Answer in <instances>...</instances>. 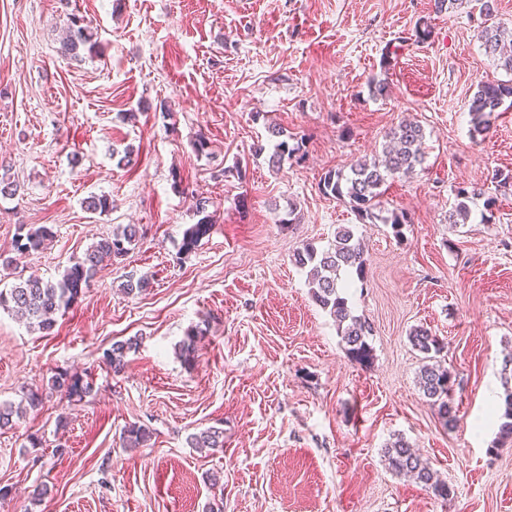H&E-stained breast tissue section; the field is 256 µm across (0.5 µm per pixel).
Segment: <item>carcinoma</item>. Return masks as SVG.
Here are the masks:
<instances>
[{
	"mask_svg": "<svg viewBox=\"0 0 512 512\" xmlns=\"http://www.w3.org/2000/svg\"><path fill=\"white\" fill-rule=\"evenodd\" d=\"M480 15L484 16L483 26L478 31V39L484 53L499 69L512 74V35H506V29L495 21V8L492 0H483ZM93 33L84 25V19L72 15L68 32L63 40V49L74 55L88 48L93 51L96 42ZM512 97V86L502 83H483L474 94L469 106L473 133L483 135L491 128V117L500 111L504 99ZM269 139L275 140L269 165L279 170L283 163L295 158L300 160L301 147H289L288 141L282 139L285 130L277 125L268 127ZM425 161V131L418 121L402 122L390 129L382 146L381 155L373 158H359L349 165L348 170L331 169L321 176L319 191L326 197L337 200L349 199L351 207L363 222L391 225L394 233H400V227L407 223L406 213L393 211L387 216L375 213L383 187L396 177L412 173ZM482 195V189L467 190L459 188L456 203L448 212V223L466 224L471 216L470 203ZM196 213L201 215L198 222L184 232L181 244L182 253L191 252L198 241L207 235L214 224V216L207 213L209 200L192 197ZM86 209L94 212L112 210V199L106 194L92 195L85 200ZM54 238L53 228L46 225L38 227H21L15 237L14 248L19 252L34 253L43 249ZM141 238V228L137 224H119L112 234L93 243L82 256L76 258L57 280H44L38 277L21 279L9 288L0 289V310L15 313L24 319L28 327L43 334H50L56 326V314L69 309L77 300L82 288L95 278L99 266L105 261L124 256L129 246ZM367 246L363 237L357 235L353 228L343 226L336 231L334 241L328 247L319 250L307 243L294 255V263L307 270L308 285L313 301L334 319L338 333L347 355L363 362L368 359L370 346L367 342L373 335V328L366 319L354 314L348 305L346 289L349 278L353 275L362 278L366 265ZM201 334L192 330L180 344V355L185 361L195 359L196 339ZM412 345L423 354V364L419 370L418 383L424 397L431 405L438 408V414L448 427L454 426L456 414L450 405V391L453 382L451 374L437 360L442 350L438 338L423 327H416L410 332ZM136 346L133 340L115 341L111 349L104 353L106 364L113 372H120L125 366V357ZM52 388L66 393L70 402H80L91 393L93 381L59 373L51 380ZM24 406L0 404V430L11 429L15 420L29 410L38 409L43 403V392L29 389L23 393ZM503 422L500 425L498 442L512 441V391L504 386ZM150 440L149 432L139 426L128 427L125 444L128 448H142ZM193 448L224 447L223 431L209 427L189 437ZM385 460L391 470L405 474L416 482L432 490L446 500L454 494V489L447 483L434 478V473L427 462L421 459L409 443L398 438L385 448Z\"/></svg>",
	"mask_w": 512,
	"mask_h": 512,
	"instance_id": "carcinoma-1",
	"label": "carcinoma"
}]
</instances>
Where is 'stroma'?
Masks as SVG:
<instances>
[{
  "label": "stroma",
  "instance_id": "35a3bbf8",
  "mask_svg": "<svg viewBox=\"0 0 512 512\" xmlns=\"http://www.w3.org/2000/svg\"><path fill=\"white\" fill-rule=\"evenodd\" d=\"M72 12L97 55L61 54ZM479 24L470 7L439 14L434 0H0V162L21 185L0 198V287L58 277L116 225L146 231L51 335L0 310V403L47 394L0 432V512H206L217 499L224 512H512V443L497 442L512 190L491 181L512 174V107L476 138L468 113L479 84L512 75L485 56ZM373 76L386 97L369 93ZM407 118L423 125L428 155L380 198L383 212L408 216L396 233L360 223L318 182L375 156ZM271 124L301 143L305 163L276 172L254 153ZM200 133L209 154L193 148ZM128 146L130 169L112 158ZM236 164L245 178L220 176ZM178 180L215 214L188 254L183 233L198 215ZM474 186L495 206L476 199L468 223L449 224L457 188ZM103 193L111 211H87L84 199ZM292 201L300 223H279ZM43 224L53 240L19 254V226ZM351 225L368 248L348 290L373 327L365 363L347 357L293 261ZM131 276L149 288L124 294ZM191 327L187 363L178 345ZM416 327L444 344L454 427L419 388ZM129 338L137 345L113 373L103 353ZM61 372L92 377L91 394L72 404L50 392ZM131 424L149 430L146 447L124 446ZM208 427L223 430V447H190ZM398 437L452 497L388 469L383 450Z\"/></svg>",
  "mask_w": 512,
  "mask_h": 512
}]
</instances>
